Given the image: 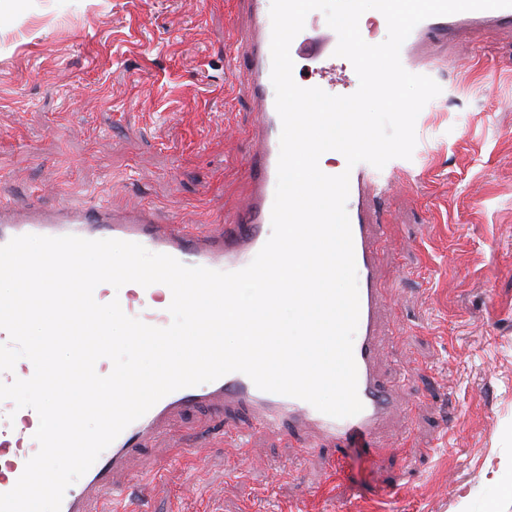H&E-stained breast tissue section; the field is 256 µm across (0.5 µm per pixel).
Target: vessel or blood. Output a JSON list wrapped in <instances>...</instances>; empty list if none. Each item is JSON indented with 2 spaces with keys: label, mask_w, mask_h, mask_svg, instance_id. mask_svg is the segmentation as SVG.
Wrapping results in <instances>:
<instances>
[{
  "label": "vessel or blood",
  "mask_w": 512,
  "mask_h": 512,
  "mask_svg": "<svg viewBox=\"0 0 512 512\" xmlns=\"http://www.w3.org/2000/svg\"><path fill=\"white\" fill-rule=\"evenodd\" d=\"M252 23L236 30L229 45L231 56L245 55L243 84L261 104L255 115L263 132L257 155L248 167L251 192L243 210L225 215L220 224L204 231L192 229L177 217H157L144 208L108 209L82 203L45 209L37 202L0 203V245L27 234L75 235L87 239H118L136 242L154 253L173 256L185 265L219 271H237L250 264L271 234V211L277 185L281 120L275 103L266 95L271 79V22L264 11L265 0H246ZM488 24L512 27V8L464 11L429 18L419 23L403 43V66L422 69L434 66L421 47L428 38H448L461 30L478 32ZM390 186L374 181L367 164L353 167L349 180L348 215L351 224L357 277L360 282V313L353 341L358 373V395L363 403L359 414L333 418L308 402L259 390L243 373L174 391L159 400L144 416L131 423L99 456L81 481L71 485L61 512H88V494L111 491L113 498H129L131 491L115 486L116 474L125 470L128 458L141 440L161 429L169 411L212 402L251 410L253 428L293 433L311 427L344 446L355 437L374 438L382 422L396 408L398 398L391 386L380 381L375 365L383 355L378 333L380 303L384 297L379 278V255L389 241L388 225L381 203ZM11 401H0V450L10 452L5 470L0 471V493L10 491L22 475L27 461L39 450L33 428L39 422L35 410L23 418H12Z\"/></svg>",
  "instance_id": "1"
}]
</instances>
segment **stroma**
Segmentation results:
<instances>
[{
    "label": "stroma",
    "mask_w": 512,
    "mask_h": 512,
    "mask_svg": "<svg viewBox=\"0 0 512 512\" xmlns=\"http://www.w3.org/2000/svg\"><path fill=\"white\" fill-rule=\"evenodd\" d=\"M242 0L0 2V202L135 204L199 229L241 208L257 109L226 65ZM441 92L378 170L391 239L375 442L314 452L244 411L175 410L119 480L142 512H512V29L433 40ZM333 95L352 63L297 46Z\"/></svg>",
    "instance_id": "35a3bbf8"
}]
</instances>
